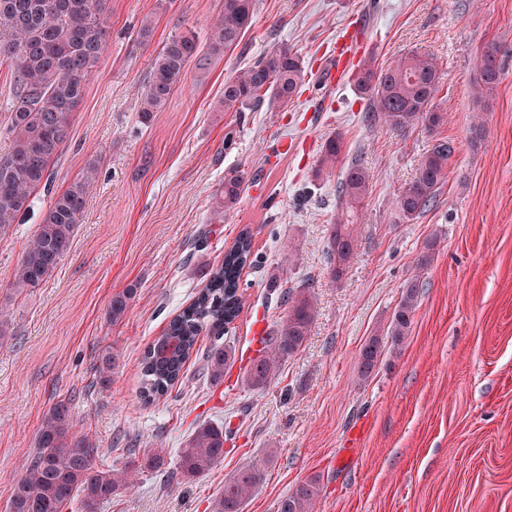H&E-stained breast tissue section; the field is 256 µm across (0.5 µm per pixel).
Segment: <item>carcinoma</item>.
Instances as JSON below:
<instances>
[{"label":"carcinoma","instance_id":"obj_1","mask_svg":"<svg viewBox=\"0 0 512 512\" xmlns=\"http://www.w3.org/2000/svg\"><path fill=\"white\" fill-rule=\"evenodd\" d=\"M104 0H0V61L14 68L16 88L10 100L12 151L0 156V231L29 207L31 195L49 179L50 162L67 138L71 115L85 93V83L98 61L107 38L100 14ZM257 0H223L221 18L214 24L208 44L202 48L191 32L166 42L154 59L150 80L138 112L144 121L161 111L182 81L190 60H196L200 76L211 64L234 49L252 25ZM502 51L488 44L478 60L476 99L496 90L502 74ZM305 77L304 61L295 52L280 49L253 62L224 81L219 108L243 112L270 96L285 107L299 92ZM358 83L370 93L368 118L394 130L423 125L436 132L444 122L434 99L440 90L439 71L426 54H406L378 70L372 62L362 65ZM454 142L434 137L413 178L397 199L401 219L414 220L430 210L448 179ZM345 143L336 134L324 144L320 170H332L343 162ZM96 167L73 181L44 212L41 223L26 248L18 268L15 289L38 287L70 249L82 219L87 186ZM245 173L231 169L224 175V201L214 219L236 205ZM370 193L369 174L353 163L345 167L337 187L339 206L328 225L326 255L329 273L340 281L358 248L355 219ZM253 235L242 230L224 253V262L210 271L207 284L192 303L176 315L164 332L145 349L141 358V396L153 401L168 394L182 375L202 332L221 337L239 316L243 305L240 281L253 263ZM423 283L414 277L404 284L385 336H371L360 351L359 375L369 379L386 354H395L410 333ZM132 289L112 295L109 320L117 324L127 311ZM287 314L268 337L262 355L250 366L246 379L254 388L267 386L282 362L306 344L317 310L310 290L290 288L284 294ZM169 342L177 347L167 356L157 349ZM233 358L232 349L214 345L205 357V370L215 385L224 382V367ZM115 358H99L97 371L102 385L109 384ZM98 449L87 437L70 433V410L59 401L43 417L35 451L25 473L9 499V512H103L120 494L136 487L135 476L164 465V452L153 449L139 461L121 469L100 468ZM224 460V426L202 424L180 449L175 475L196 481ZM264 480L262 465L254 463L224 478V488L214 497L211 512H243L245 503ZM317 480L310 478L288 492L277 512H313Z\"/></svg>","mask_w":512,"mask_h":512}]
</instances>
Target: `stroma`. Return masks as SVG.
<instances>
[{"label": "stroma", "instance_id": "obj_1", "mask_svg": "<svg viewBox=\"0 0 512 512\" xmlns=\"http://www.w3.org/2000/svg\"><path fill=\"white\" fill-rule=\"evenodd\" d=\"M222 0H105L108 37L74 110L47 184L0 231V512L35 448L47 411L66 402L71 431L121 468L150 448L160 471L104 512H209L224 479L265 462L244 512H276L278 500L317 478L315 512H512V56L495 93L474 101L476 64L489 43L512 49V0H258L240 44L199 78L187 66L162 111L143 121L138 101L152 61L173 36L207 44ZM156 18L142 40V18ZM364 18V57L384 66L417 52L440 73L438 133H399L364 115L368 93L350 72L328 90L317 73L343 27ZM287 48L306 81L287 107L243 112L215 106L224 81ZM482 123L474 137V123ZM342 135L347 161L371 192L360 210L357 255L332 280L327 228L342 170L319 171L324 142ZM456 152L436 205L402 221L397 197L434 136ZM83 218L68 253L37 288H13L20 259L55 194L89 166ZM232 168L247 180L223 223L214 202ZM254 235L244 304L222 338L235 356L223 384L203 372L213 339L201 337L182 381L160 400L140 398L144 349L203 288L243 228ZM433 262L418 269L429 238ZM423 288L410 335L368 380L365 340L383 334L410 277ZM310 288L317 317L303 349L266 387L245 380L258 322L276 329L285 291ZM133 289L124 319L109 323L113 294ZM117 366L101 385L98 358ZM227 429L224 459L205 477L174 478L193 429Z\"/></svg>", "mask_w": 512, "mask_h": 512}]
</instances>
